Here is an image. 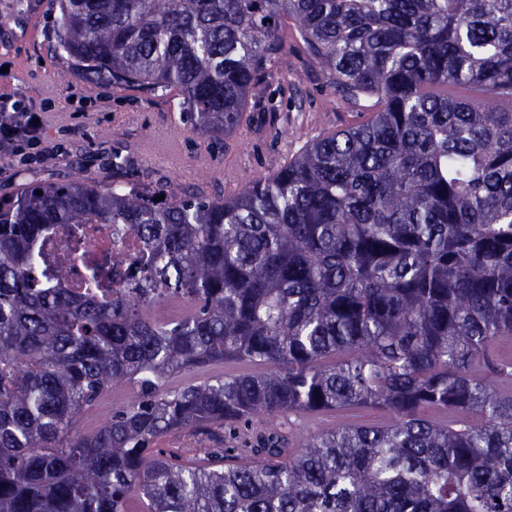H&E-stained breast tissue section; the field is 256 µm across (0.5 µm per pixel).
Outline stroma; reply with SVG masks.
<instances>
[{
	"mask_svg": "<svg viewBox=\"0 0 512 512\" xmlns=\"http://www.w3.org/2000/svg\"><path fill=\"white\" fill-rule=\"evenodd\" d=\"M58 13V0H0V95L44 113L41 160L0 151V198L71 170L111 183L116 154L135 174H153L176 189L202 183L218 196L227 172L244 168L252 177L264 176L270 156L295 153L317 136L361 119L356 108L336 99L327 76L292 32L261 93L265 108L279 117L275 128L210 140L180 120L173 104L92 80L61 55L54 27ZM156 137L175 141L177 161L161 153L142 155L141 142ZM204 152L220 159L221 167H199Z\"/></svg>",
	"mask_w": 512,
	"mask_h": 512,
	"instance_id": "stroma-1",
	"label": "stroma"
}]
</instances>
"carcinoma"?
Masks as SVG:
<instances>
[{
    "label": "carcinoma",
    "instance_id": "obj_1",
    "mask_svg": "<svg viewBox=\"0 0 512 512\" xmlns=\"http://www.w3.org/2000/svg\"><path fill=\"white\" fill-rule=\"evenodd\" d=\"M56 24L86 73L213 139L259 120L290 29L371 112L222 199L157 201L117 155L110 187L0 198V512H512V0H60ZM86 224L141 256L75 291L46 244ZM228 361L272 369L166 387ZM355 406L387 421L285 423ZM241 421L246 461L160 447ZM135 396V390L127 384L116 386L103 398V404L94 412L83 414L76 423V430L81 433H90L97 427L99 421L104 419L112 408H119Z\"/></svg>",
    "mask_w": 512,
    "mask_h": 512
}]
</instances>
